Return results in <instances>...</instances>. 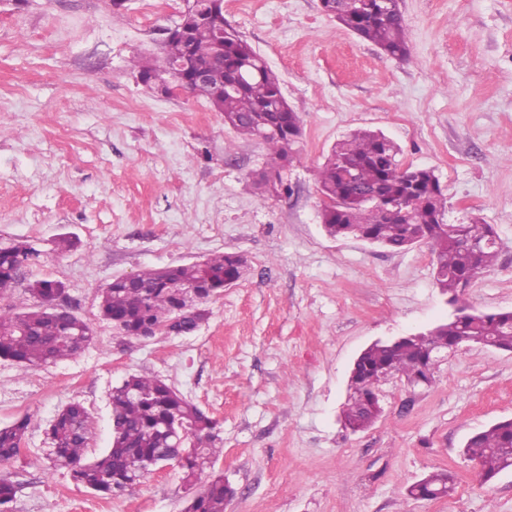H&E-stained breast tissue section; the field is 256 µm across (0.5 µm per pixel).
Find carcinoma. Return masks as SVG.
Wrapping results in <instances>:
<instances>
[{"label": "carcinoma", "mask_w": 512, "mask_h": 512, "mask_svg": "<svg viewBox=\"0 0 512 512\" xmlns=\"http://www.w3.org/2000/svg\"><path fill=\"white\" fill-rule=\"evenodd\" d=\"M322 8L359 38L399 60L410 55L403 19L393 0H322ZM214 19L193 27L189 38L173 37L163 44V56L137 60L139 76L150 83L174 63L189 60L206 67L209 80L195 82L190 93L205 99L224 114V124L239 135L264 144L270 165L292 157L301 134V120L281 90L279 75L243 38L224 22L222 6L213 4ZM399 149L385 135L356 130L336 142L319 171V190L329 200L322 223L334 238L366 239L393 251L424 243L436 258V283L449 302H460L464 280L491 267L497 259V234L490 224L460 225L458 234L443 222L447 197L433 170L404 168ZM40 257L27 242L0 247V294L16 284L22 266ZM247 261L231 253L214 255L200 263L175 265L167 270L145 269L137 274L139 287L114 281L99 296L103 319L120 320L125 336L134 338L148 326L166 322L178 307L185 308L179 323L182 333L197 330L207 318L205 301L186 300L179 289L167 285L177 280L188 291L200 282L220 290L226 281L243 278ZM62 284L37 280L28 293L29 305L19 297L0 308V358L23 370L79 356L93 339L88 323L50 299ZM485 341L492 348L512 352V311L475 313L448 318L425 334V342L406 338L394 345L373 343L358 356L348 378L349 397L343 410L344 427L358 432L370 427L382 412L372 392L386 371L424 383L436 369L435 349L453 350L462 344ZM112 443L98 455L87 457L92 421L86 408L72 402L56 414L46 430L51 468L65 470L72 480L102 496L133 489L141 478L165 461L164 449L173 447L172 434L187 430L180 469L192 485L199 471L223 452L218 422L205 414L164 381L131 375L111 395ZM30 420L24 416L0 428V463H15ZM480 465L483 482L512 468V419L500 420L470 436L465 444ZM455 475L435 472L413 484L409 494L435 499L455 491ZM17 488L0 478V512H12ZM230 496L224 476L216 475L191 498L186 512H225Z\"/></svg>", "instance_id": "carcinoma-1"}]
</instances>
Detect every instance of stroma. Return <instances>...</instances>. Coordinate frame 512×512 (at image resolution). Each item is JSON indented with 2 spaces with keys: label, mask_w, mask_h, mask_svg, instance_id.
<instances>
[{
  "label": "stroma",
  "mask_w": 512,
  "mask_h": 512,
  "mask_svg": "<svg viewBox=\"0 0 512 512\" xmlns=\"http://www.w3.org/2000/svg\"><path fill=\"white\" fill-rule=\"evenodd\" d=\"M183 0H0V246L40 250L0 307L41 279L61 282L93 339L75 358L21 371L0 359V427L30 416L26 464L8 465L14 512H184L178 467L103 497L52 470L45 430L66 404L93 420L90 454L112 438L110 394L132 374L165 380L221 424L226 512H512V472L482 483L467 439L512 418V353L461 345L431 384L381 383L383 412L341 422L349 370L378 339L447 320L434 257L329 237L317 172L345 134L378 131L403 166L431 168L446 223L499 237L496 263L460 299L512 310V0H400L411 56L384 55L320 0H224L235 27L280 76L302 135L280 170L288 192L255 186L264 145L201 98L144 84L131 61L159 56ZM76 245L57 252L55 240ZM238 253L248 274L206 304L187 335H116L98 296L114 278ZM448 469L455 492L410 497Z\"/></svg>",
  "instance_id": "1"
}]
</instances>
